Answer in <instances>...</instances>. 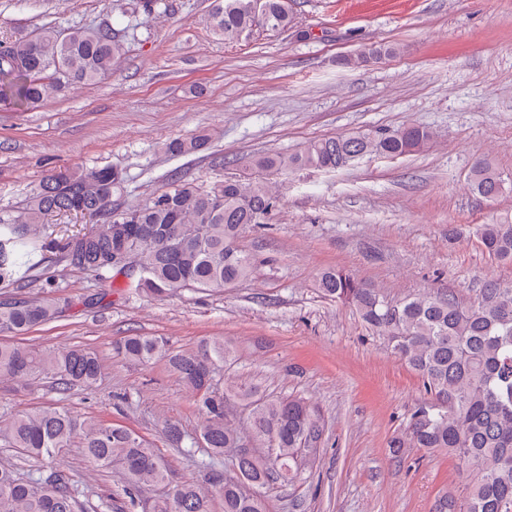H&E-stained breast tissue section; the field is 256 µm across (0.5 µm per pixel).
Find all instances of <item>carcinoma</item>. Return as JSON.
<instances>
[{"instance_id": "cac0c4a2", "label": "carcinoma", "mask_w": 512, "mask_h": 512, "mask_svg": "<svg viewBox=\"0 0 512 512\" xmlns=\"http://www.w3.org/2000/svg\"><path fill=\"white\" fill-rule=\"evenodd\" d=\"M288 0H216L211 27L226 43L257 30L288 28ZM118 34L110 26L45 27L30 37L0 41V102L23 107L42 101L77 82H95L112 73L121 55ZM394 52L364 49L345 59L358 66ZM432 133L415 124L382 131H361L310 141L295 153H279L254 163L260 171L295 173L335 171L365 156L402 157L424 149ZM202 132L167 141L173 157L204 149ZM124 177L111 168L64 170L42 180L25 207L0 219V283L30 288L24 258L42 253L49 215L88 216L85 231L56 245L68 266L103 277L112 272V252L134 255L136 291L166 297L182 291L220 294L247 278L253 269L238 244L243 226L267 224L278 210L277 191L260 177H229L208 187L168 177L167 188L146 204L123 209L113 197ZM474 192L495 200L512 183L487 156L474 159ZM477 236L489 257L512 263V214L479 225ZM318 288L329 299L353 309L365 325L387 339L399 359L422 382L427 395L414 407L406 427L394 435V455L406 448L445 451L472 467L465 495L436 500L433 512H512V283L485 282L476 298L464 304L452 293L428 289L400 300L343 269H328ZM68 308L67 298L52 294L0 303V331L21 334L54 321ZM128 364L166 360L198 397L204 413L196 435L167 427L176 445L208 449L211 460H231L232 468L211 472V492L193 481L173 484L168 463L155 448L128 428L61 407L20 411L0 424V439L28 458L53 462L72 445L85 461L112 467L122 476L123 505H140L143 491L161 487L151 512H211V494L224 512H267L262 490L276 481L293 482L301 474L305 453L317 452L323 435L318 408L297 397L265 398L230 375L224 386L214 379L216 366L233 359L224 338L204 339L189 350H173L162 336L133 334L113 346ZM104 373L100 356L84 348L33 349L0 344V378L32 381L51 376L64 389L94 387ZM247 411L230 417L227 403ZM74 480L63 471L23 478L0 465V512H76Z\"/></svg>"}]
</instances>
